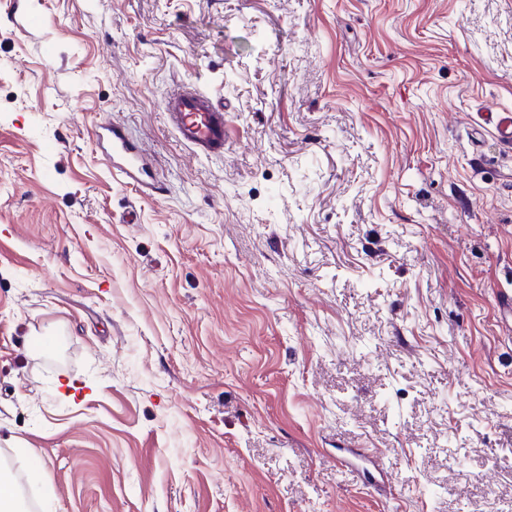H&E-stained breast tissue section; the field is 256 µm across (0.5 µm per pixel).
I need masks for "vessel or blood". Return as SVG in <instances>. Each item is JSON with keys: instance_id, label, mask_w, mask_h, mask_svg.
Returning <instances> with one entry per match:
<instances>
[{"instance_id": "1", "label": "vessel or blood", "mask_w": 512, "mask_h": 512, "mask_svg": "<svg viewBox=\"0 0 512 512\" xmlns=\"http://www.w3.org/2000/svg\"><path fill=\"white\" fill-rule=\"evenodd\" d=\"M163 112L186 146L204 155L223 152L224 109L207 92L191 85L180 86L168 94ZM98 140L107 163L116 173L141 191H150V184L142 178V151L120 126L107 128Z\"/></svg>"}]
</instances>
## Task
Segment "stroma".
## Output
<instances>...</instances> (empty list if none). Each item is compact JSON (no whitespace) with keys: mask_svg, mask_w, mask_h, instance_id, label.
Returning a JSON list of instances; mask_svg holds the SVG:
<instances>
[{"mask_svg":"<svg viewBox=\"0 0 512 512\" xmlns=\"http://www.w3.org/2000/svg\"><path fill=\"white\" fill-rule=\"evenodd\" d=\"M184 82L223 155L167 125ZM509 116L512 0H0L28 512H512ZM163 112L179 139L195 152H224V108L207 92L180 86L168 94ZM96 136L102 145L105 160L120 176L137 186L142 192L152 190L142 178L145 159L140 147L131 141L119 125L102 128Z\"/></svg>","mask_w":512,"mask_h":512,"instance_id":"1","label":"stroma"}]
</instances>
